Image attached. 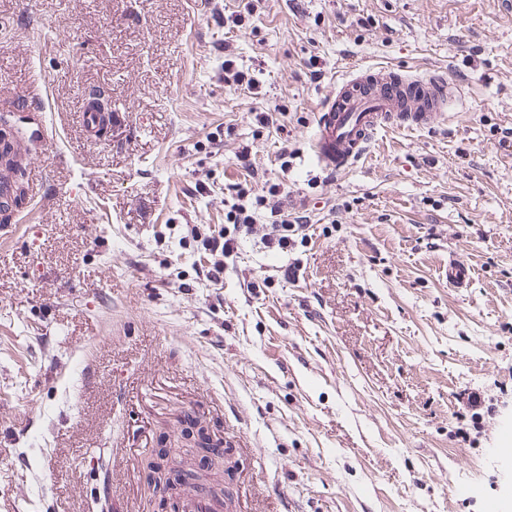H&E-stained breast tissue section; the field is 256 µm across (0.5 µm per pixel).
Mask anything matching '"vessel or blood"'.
I'll return each mask as SVG.
<instances>
[{"mask_svg":"<svg viewBox=\"0 0 512 512\" xmlns=\"http://www.w3.org/2000/svg\"><path fill=\"white\" fill-rule=\"evenodd\" d=\"M460 96V86L441 76L411 78L391 65L358 67L333 83L319 109L312 161L322 170L344 172L379 132L428 128ZM77 120L86 141L98 143L108 137L116 116L104 110L98 94L90 93ZM178 512H217V506L199 486L182 495Z\"/></svg>","mask_w":512,"mask_h":512,"instance_id":"1","label":"vessel or blood"}]
</instances>
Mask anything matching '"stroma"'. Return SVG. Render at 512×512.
I'll return each instance as SVG.
<instances>
[{
    "instance_id": "stroma-1",
    "label": "stroma",
    "mask_w": 512,
    "mask_h": 512,
    "mask_svg": "<svg viewBox=\"0 0 512 512\" xmlns=\"http://www.w3.org/2000/svg\"><path fill=\"white\" fill-rule=\"evenodd\" d=\"M238 3L0 0V143L31 156L0 165V512H152L142 460L198 430L231 500L245 445L286 512H512V6L265 0L226 27ZM228 43L255 88L225 84ZM376 64L462 97L345 176L311 167L331 84ZM90 90L122 116L97 145ZM243 143L255 190L286 183L310 225L286 256L242 236L216 285L184 235L223 225ZM452 257L470 287H449ZM111 448L133 468L99 464Z\"/></svg>"
}]
</instances>
